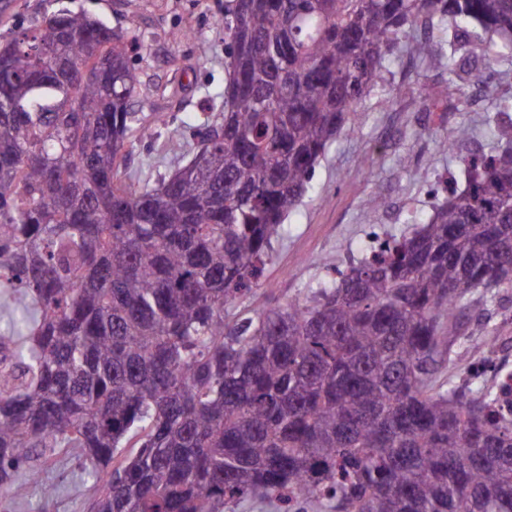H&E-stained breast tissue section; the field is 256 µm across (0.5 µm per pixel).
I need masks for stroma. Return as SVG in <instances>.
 I'll return each mask as SVG.
<instances>
[{"instance_id": "stroma-1", "label": "stroma", "mask_w": 512, "mask_h": 512, "mask_svg": "<svg viewBox=\"0 0 512 512\" xmlns=\"http://www.w3.org/2000/svg\"><path fill=\"white\" fill-rule=\"evenodd\" d=\"M61 8L103 18L138 38L130 63L141 85L131 109L149 122L161 117L164 124L136 136L126 171L153 184L185 165L193 153L195 125L222 110L219 95L228 62L224 0H12L0 13V32ZM469 66L485 78V89L464 85L447 105L438 106L434 98L446 73L394 49L381 80L327 147L302 202L282 226L260 288L242 299V307L259 308L271 296L295 297L333 277L335 269L346 267L386 232L404 229L413 214L431 211L447 196L448 185L464 186V157L489 143L487 112L498 100L512 98V58L496 64L491 76L481 59H470ZM462 125L469 129L467 138L454 152L442 153L441 140ZM376 191L385 196V208L370 206ZM489 335L498 339L490 357L512 371V291L460 315L454 344L460 357L440 368V377L477 374L488 357L479 342ZM44 479L55 488L52 498L16 499L0 492V512H85L93 489L75 454H59Z\"/></svg>"}]
</instances>
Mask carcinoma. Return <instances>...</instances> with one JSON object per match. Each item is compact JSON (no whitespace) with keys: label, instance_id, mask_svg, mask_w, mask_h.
Segmentation results:
<instances>
[{"label":"carcinoma","instance_id":"1","mask_svg":"<svg viewBox=\"0 0 512 512\" xmlns=\"http://www.w3.org/2000/svg\"><path fill=\"white\" fill-rule=\"evenodd\" d=\"M461 85L512 52V0H225L224 112L155 184L120 170L136 38L60 9L0 40V490L91 512H512V399L439 377L474 296L512 288V125L467 184L336 277L239 309L399 37ZM137 450L126 452L130 441ZM56 460L55 468L43 475L45 482L56 488L52 498L45 502L34 493L25 499H15L0 491V512H87L93 489L91 481L81 475L78 459L74 453H61Z\"/></svg>","mask_w":512,"mask_h":512}]
</instances>
